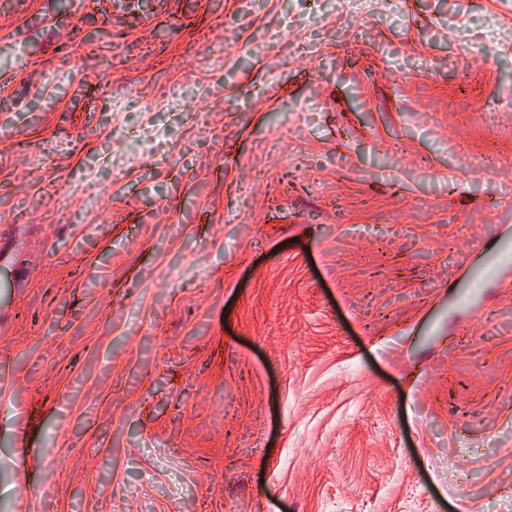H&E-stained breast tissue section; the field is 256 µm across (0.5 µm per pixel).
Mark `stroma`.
<instances>
[{
  "label": "stroma",
  "mask_w": 512,
  "mask_h": 512,
  "mask_svg": "<svg viewBox=\"0 0 512 512\" xmlns=\"http://www.w3.org/2000/svg\"><path fill=\"white\" fill-rule=\"evenodd\" d=\"M347 2L0 0V512H512V0Z\"/></svg>",
  "instance_id": "35a3bbf8"
}]
</instances>
